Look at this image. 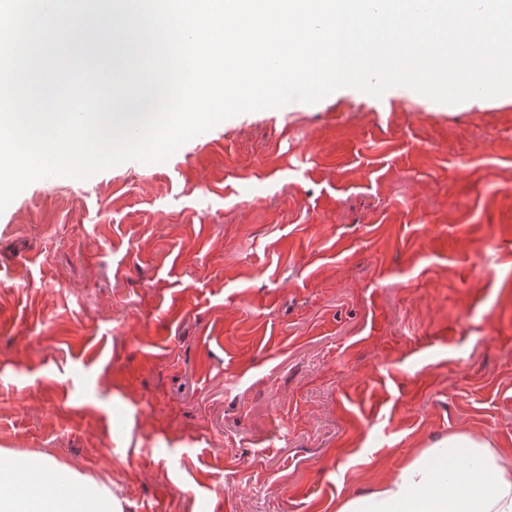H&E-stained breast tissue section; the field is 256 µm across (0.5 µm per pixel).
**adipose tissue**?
<instances>
[{
    "instance_id": "ef3b65f1",
    "label": "adipose tissue",
    "mask_w": 512,
    "mask_h": 512,
    "mask_svg": "<svg viewBox=\"0 0 512 512\" xmlns=\"http://www.w3.org/2000/svg\"><path fill=\"white\" fill-rule=\"evenodd\" d=\"M0 512H119L106 485L56 459L0 457ZM337 512H512V468L478 438L452 434L423 449Z\"/></svg>"
}]
</instances>
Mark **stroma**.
I'll use <instances>...</instances> for the list:
<instances>
[{"label": "stroma", "mask_w": 512, "mask_h": 512, "mask_svg": "<svg viewBox=\"0 0 512 512\" xmlns=\"http://www.w3.org/2000/svg\"><path fill=\"white\" fill-rule=\"evenodd\" d=\"M451 434L512 467V97L345 87L0 213V450L120 512H336Z\"/></svg>", "instance_id": "obj_1"}]
</instances>
